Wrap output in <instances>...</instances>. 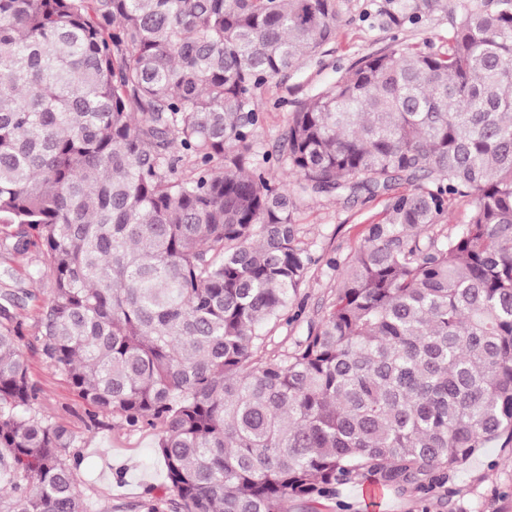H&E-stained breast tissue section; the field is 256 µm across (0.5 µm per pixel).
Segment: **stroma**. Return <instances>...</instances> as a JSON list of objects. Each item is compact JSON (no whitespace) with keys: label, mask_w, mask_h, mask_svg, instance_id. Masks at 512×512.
I'll return each mask as SVG.
<instances>
[{"label":"stroma","mask_w":512,"mask_h":512,"mask_svg":"<svg viewBox=\"0 0 512 512\" xmlns=\"http://www.w3.org/2000/svg\"><path fill=\"white\" fill-rule=\"evenodd\" d=\"M386 0H342L335 41L298 71L274 79L261 95L263 122L257 131L259 154L277 150L279 138L297 101L334 83L360 58L389 48L394 39L440 48L461 0H448V11L419 24L395 26L381 17ZM387 200L364 196L349 200L329 196L309 199L297 214L300 235L317 258V265L288 307L287 317L265 340L267 357H275L304 340L311 326L325 315L336 297L340 273L364 241L368 225L382 222ZM40 249L30 246L26 255H15L0 246V268L13 269V279L0 282V291L15 293L25 320L24 358L29 378L37 389L36 409L52 422L64 425L78 437V490L91 512H169L161 500L164 464L152 435L131 431L120 417L95 425L67 378L45 358L38 320L48 298L49 285L35 279ZM451 494L440 492L426 502L377 491L375 483L361 480L340 486L335 497L302 504L292 502L288 512H512V450L485 448L459 471Z\"/></svg>","instance_id":"35a3bbf8"}]
</instances>
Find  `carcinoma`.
<instances>
[{
    "instance_id": "cac0c4a2",
    "label": "carcinoma",
    "mask_w": 512,
    "mask_h": 512,
    "mask_svg": "<svg viewBox=\"0 0 512 512\" xmlns=\"http://www.w3.org/2000/svg\"><path fill=\"white\" fill-rule=\"evenodd\" d=\"M339 0H0V224L39 242L42 350L97 424L151 432L171 512H288L374 478L443 487L512 449V0L462 5L297 103L258 99L336 38ZM447 0H388L390 23ZM407 185L400 192L398 186ZM387 200L306 338L258 356L315 260L308 197ZM463 229L420 242L455 199ZM0 294V512H89Z\"/></svg>"
}]
</instances>
